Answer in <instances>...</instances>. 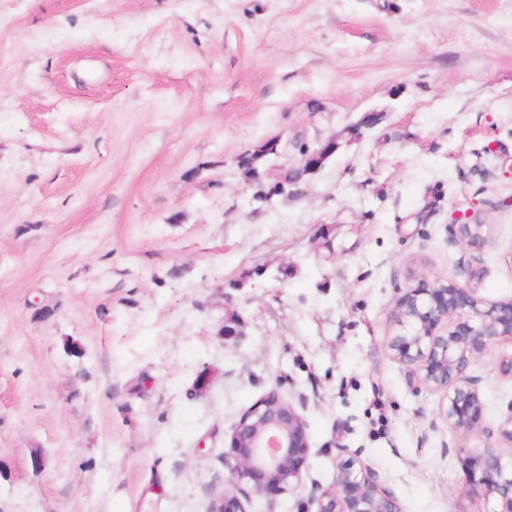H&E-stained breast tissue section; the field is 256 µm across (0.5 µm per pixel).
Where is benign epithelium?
Returning <instances> with one entry per match:
<instances>
[{"instance_id": "benign-epithelium-1", "label": "benign epithelium", "mask_w": 512, "mask_h": 512, "mask_svg": "<svg viewBox=\"0 0 512 512\" xmlns=\"http://www.w3.org/2000/svg\"><path fill=\"white\" fill-rule=\"evenodd\" d=\"M332 137L319 148L302 153L296 173L310 174L339 148ZM481 224L456 225L458 241L480 250L486 236ZM400 331L388 347L398 360L417 368L422 380L446 393L443 417L462 437L483 423L485 403L473 379L470 363L491 344L512 341V300L486 306L458 280L418 282L399 292L391 311ZM454 319L452 329L440 333L442 322ZM225 455L235 461L232 480H245L260 494L279 495L299 483L309 454L307 424L302 415L276 391L269 392L245 412L228 435ZM469 492L484 505L494 502L498 512H512V462L492 446L481 450L458 448ZM336 485L316 498V512H399L394 498L382 493L374 480L346 459L337 466ZM208 512H245L240 499L228 490L212 496Z\"/></svg>"}]
</instances>
